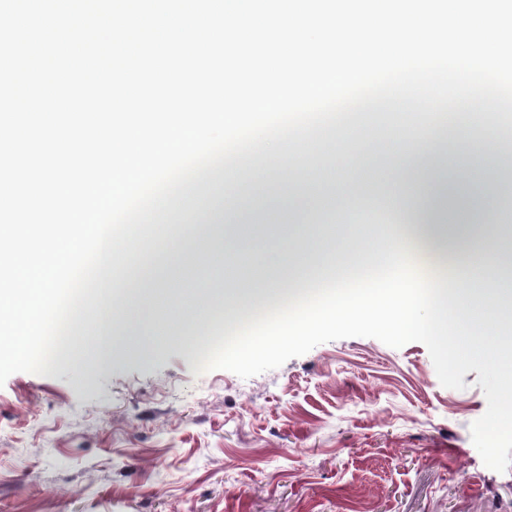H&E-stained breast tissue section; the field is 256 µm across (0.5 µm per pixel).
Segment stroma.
<instances>
[{"mask_svg":"<svg viewBox=\"0 0 512 512\" xmlns=\"http://www.w3.org/2000/svg\"><path fill=\"white\" fill-rule=\"evenodd\" d=\"M416 136L439 143L436 117L384 107L374 122L358 113L280 151L328 162L341 145L372 164L382 142ZM337 193L334 210L308 206L297 223L278 212L273 233L313 242L295 289L315 286L327 251L346 270L393 246L352 169ZM285 261L283 246L265 244L237 283L219 265L199 295L193 244L154 226L108 277L118 327L108 368L92 367L87 309L49 375L0 386V512H512V467L487 468L471 440L487 409L477 372L443 387L423 343L344 338L248 379L195 374L246 313L293 298L270 278ZM481 281L459 284L467 309L512 320V288L485 296Z\"/></svg>","mask_w":512,"mask_h":512,"instance_id":"stroma-1","label":"stroma"}]
</instances>
